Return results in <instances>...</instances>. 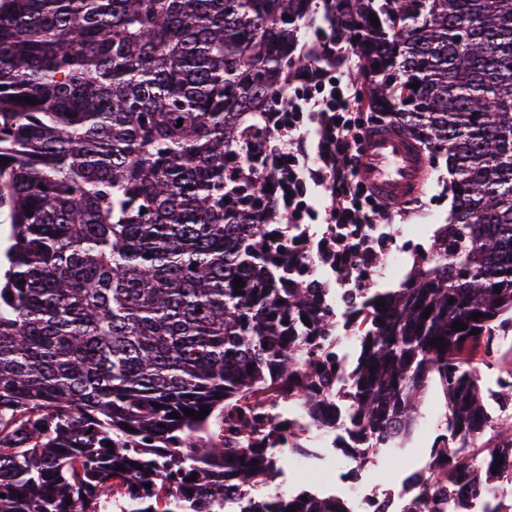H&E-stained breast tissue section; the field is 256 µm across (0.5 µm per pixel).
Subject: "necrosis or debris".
<instances>
[{
    "label": "necrosis or debris",
    "instance_id": "1",
    "mask_svg": "<svg viewBox=\"0 0 512 512\" xmlns=\"http://www.w3.org/2000/svg\"><path fill=\"white\" fill-rule=\"evenodd\" d=\"M286 241L297 250L315 255L311 276L328 290L326 304L334 310H348V300L356 295V275L353 271L336 266V243L344 241L346 247L360 253L388 254L392 267H399L405 259L406 248L400 245L388 225L347 224H294L288 228ZM333 387L337 399L329 405L326 416L308 413L298 402L284 400L274 408L276 423L267 428L264 445L275 460V482L249 490L255 500L279 497H308L333 499L341 502L347 512H380L385 504L404 508L418 493L415 483L383 485L367 478L368 464L362 461L363 443L335 424L337 416L345 415L349 388L347 373L336 375ZM305 442L307 447L329 450L344 449V459L339 469H316L309 457L294 451V441ZM319 470L318 479H305V472Z\"/></svg>",
    "mask_w": 512,
    "mask_h": 512
}]
</instances>
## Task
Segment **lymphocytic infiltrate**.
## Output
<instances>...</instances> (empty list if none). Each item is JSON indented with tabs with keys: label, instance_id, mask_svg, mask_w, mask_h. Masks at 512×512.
<instances>
[{
	"label": "lymphocytic infiltrate",
	"instance_id": "f902f5d3",
	"mask_svg": "<svg viewBox=\"0 0 512 512\" xmlns=\"http://www.w3.org/2000/svg\"><path fill=\"white\" fill-rule=\"evenodd\" d=\"M315 124L316 149L323 157L318 183L332 199L323 217L327 224H382L392 219L389 206L374 200L359 176L358 145L367 127V106L362 86L355 80L322 71L302 78L288 104L280 110L277 125L287 138L276 148L287 159L288 213L292 223L315 221L307 196L309 185L294 175V145L307 124Z\"/></svg>",
	"mask_w": 512,
	"mask_h": 512
}]
</instances>
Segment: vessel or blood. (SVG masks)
I'll return each mask as SVG.
<instances>
[{
  "label": "vessel or blood",
  "instance_id": "1",
  "mask_svg": "<svg viewBox=\"0 0 512 512\" xmlns=\"http://www.w3.org/2000/svg\"><path fill=\"white\" fill-rule=\"evenodd\" d=\"M359 172L384 201L397 203L420 192L426 159L411 139L392 129L366 133Z\"/></svg>",
  "mask_w": 512,
  "mask_h": 512
}]
</instances>
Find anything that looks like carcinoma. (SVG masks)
<instances>
[{
    "mask_svg": "<svg viewBox=\"0 0 512 512\" xmlns=\"http://www.w3.org/2000/svg\"><path fill=\"white\" fill-rule=\"evenodd\" d=\"M315 2L0 0V512H224L231 489L274 475L258 447L270 416L242 404L330 403L343 365L326 289L290 285L288 215L266 191ZM323 2L370 111L460 189L429 255L350 301L360 354L342 424L370 457L395 448L436 380L440 463L404 512L494 498L512 424L485 416L479 366L497 367L512 333V0ZM290 506L341 512L292 498L243 512Z\"/></svg>",
    "mask_w": 512,
    "mask_h": 512,
    "instance_id": "obj_1",
    "label": "carcinoma"
}]
</instances>
